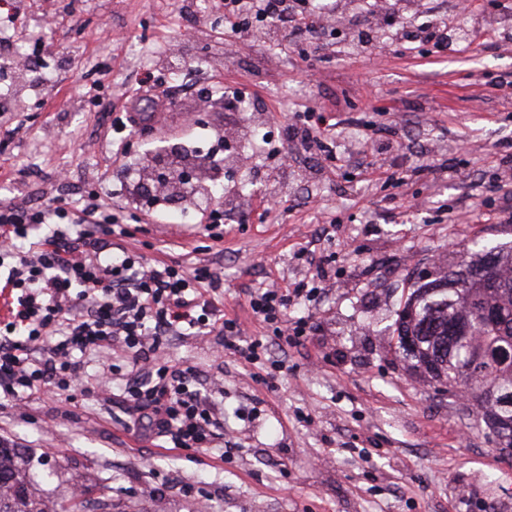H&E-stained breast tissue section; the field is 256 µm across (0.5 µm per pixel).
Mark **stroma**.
<instances>
[{
	"label": "stroma",
	"mask_w": 512,
	"mask_h": 512,
	"mask_svg": "<svg viewBox=\"0 0 512 512\" xmlns=\"http://www.w3.org/2000/svg\"><path fill=\"white\" fill-rule=\"evenodd\" d=\"M208 2L189 51L204 63L201 78L261 97L277 135L302 123L311 101L335 152L298 154L293 168L310 173L306 182L267 159L225 214L223 239L196 218H150L112 240L215 269L225 317L262 339L255 364L215 334L164 344L167 357L196 371L226 434L192 459L146 435L119 401L44 394L0 405V444L29 462L37 496L80 498L84 512H479L484 503L512 512V456L489 442L475 400L410 369L390 329L418 274L443 275L476 239L512 247V42L489 47L480 37L443 55L429 44L403 49L386 31L381 46L363 50L344 25L338 54L311 65L259 40L228 52L210 20L224 0ZM179 4L19 0L62 65L37 89L19 63L0 69L17 127L10 137L0 131V204L76 202L111 189L114 133L98 103L123 109L146 69L173 104L130 131L132 154L174 148L191 114L215 139L236 144L252 131L251 113L182 91L159 55L143 57V45L179 38ZM370 124L387 130L381 179L360 152ZM395 172L404 184L390 181ZM312 266L325 269V290L289 307V321L309 328L287 346L253 316L249 294L273 281L292 288ZM274 361L281 371L261 382ZM226 444L232 454L222 453Z\"/></svg>",
	"instance_id": "1"
}]
</instances>
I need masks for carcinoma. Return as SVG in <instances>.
I'll list each match as a JSON object with an SVG mask.
<instances>
[{"label":"carcinoma","mask_w":512,"mask_h":512,"mask_svg":"<svg viewBox=\"0 0 512 512\" xmlns=\"http://www.w3.org/2000/svg\"><path fill=\"white\" fill-rule=\"evenodd\" d=\"M496 253V276L499 283H489L481 274L483 258ZM465 278L469 288L459 293L450 284ZM477 308L500 311L505 326L490 327L478 321ZM460 329V337L442 351L440 360L431 357L439 352L443 337L448 335V321ZM398 349L410 367L440 384H472L475 399L482 408L484 424L498 425L496 437L500 451L512 450V404L503 405L499 393L512 394V362L488 358L503 346L512 348V247L493 246L474 240L466 248L458 269L444 278L434 279L416 288L397 313L394 322ZM0 512H79L76 500L54 507L35 498L25 462L14 448L0 446Z\"/></svg>","instance_id":"carcinoma-1"}]
</instances>
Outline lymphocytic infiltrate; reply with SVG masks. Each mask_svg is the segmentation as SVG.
<instances>
[{
  "instance_id": "obj_1",
  "label": "lymphocytic infiltrate",
  "mask_w": 512,
  "mask_h": 512,
  "mask_svg": "<svg viewBox=\"0 0 512 512\" xmlns=\"http://www.w3.org/2000/svg\"><path fill=\"white\" fill-rule=\"evenodd\" d=\"M256 22L275 45L317 44L324 32L310 0H224L225 36L247 38ZM123 219L96 191L77 208L62 199L0 205V265L9 266L0 287L8 296L0 399L21 402L51 390L69 398L116 396L135 423L192 455L210 448L224 422L197 388L194 369L161 356L164 340L187 329L214 332L250 364L260 358V343L243 340L237 320L225 318L214 299L223 280L211 268L113 249V237L130 234ZM290 301L268 286L251 292L249 304L284 339ZM117 348L133 352L141 375L111 363ZM88 355L104 362V377L85 371Z\"/></svg>"
}]
</instances>
